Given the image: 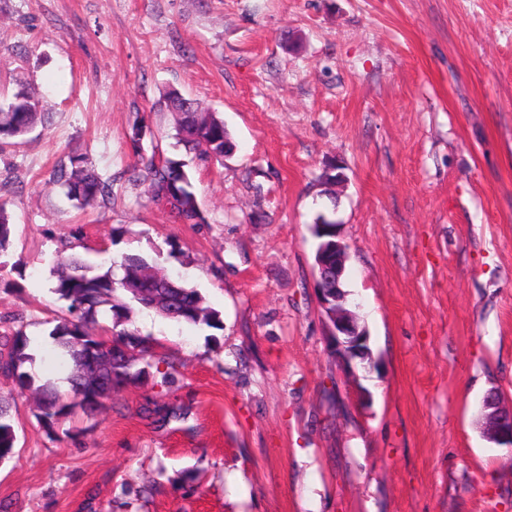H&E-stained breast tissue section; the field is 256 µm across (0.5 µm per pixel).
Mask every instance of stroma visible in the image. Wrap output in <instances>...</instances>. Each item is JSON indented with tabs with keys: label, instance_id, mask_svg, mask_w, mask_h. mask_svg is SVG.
<instances>
[{
	"label": "stroma",
	"instance_id": "1",
	"mask_svg": "<svg viewBox=\"0 0 512 512\" xmlns=\"http://www.w3.org/2000/svg\"><path fill=\"white\" fill-rule=\"evenodd\" d=\"M171 89L236 144L188 160L200 224L134 180V119L144 151L187 160ZM21 90L47 117L0 143V337H47L71 254L143 255L222 326L133 308L176 385L50 430L0 373V512H512V449L481 422L489 391L512 403V0H0V102ZM75 151L110 203L76 209L51 182ZM320 215L379 364L355 381L317 298ZM17 436L13 418L7 406L0 405V461L13 457Z\"/></svg>",
	"mask_w": 512,
	"mask_h": 512
}]
</instances>
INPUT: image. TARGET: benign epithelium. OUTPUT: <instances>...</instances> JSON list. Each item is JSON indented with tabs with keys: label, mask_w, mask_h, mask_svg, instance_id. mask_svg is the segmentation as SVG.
<instances>
[{
	"label": "benign epithelium",
	"mask_w": 512,
	"mask_h": 512,
	"mask_svg": "<svg viewBox=\"0 0 512 512\" xmlns=\"http://www.w3.org/2000/svg\"><path fill=\"white\" fill-rule=\"evenodd\" d=\"M336 241L331 248L323 249L316 261V285L319 304L326 313L332 350L347 365L357 362L365 370L378 367L368 346L365 327L359 325L357 314L351 309L348 293L329 287L345 272L348 246L335 234ZM481 414L485 419V433L489 440L512 447V405L497 397L496 392L488 393L482 401Z\"/></svg>",
	"instance_id": "benign-epithelium-1"
}]
</instances>
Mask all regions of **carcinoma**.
I'll return each mask as SVG.
<instances>
[{
  "label": "carcinoma",
  "instance_id": "obj_1",
  "mask_svg": "<svg viewBox=\"0 0 512 512\" xmlns=\"http://www.w3.org/2000/svg\"><path fill=\"white\" fill-rule=\"evenodd\" d=\"M159 106L177 113L175 137L185 151L209 161L233 151L235 144L214 113L206 112L196 102L178 91H168ZM44 120L39 101L20 91L6 104L0 103V139L22 137ZM137 178L147 185L153 197L165 192L178 202L175 218L183 224L203 222L196 195L185 163L163 158L153 151L139 154ZM53 180L66 188V195L74 206L84 208L106 203L112 196V183L101 179L88 166L82 153L69 156V164H61L53 173ZM343 182L338 167L328 166L322 175L324 192L335 197V187ZM13 228L9 215L0 206V253L12 244ZM144 257L127 254L120 263L92 266L76 256L57 259L53 275L55 293L68 302L67 315L55 319L49 332L56 351L54 361L71 367L68 380L70 395L64 396L51 384L34 386L32 376L24 371L32 360L30 338L26 325L13 328L0 350V372L12 378L19 392L31 391L38 396L36 418L51 429L60 419L79 408L88 416L94 415L110 399L112 391L141 380L146 370L153 369L161 376V384L174 383L173 363L164 356L151 353L148 339L138 330L127 326L132 305L136 304L165 317L153 306L172 312L168 319L177 322L219 328L218 314L196 289L172 276L157 281L144 276L151 268ZM108 314L115 335L106 339L97 333L98 317ZM140 350L142 358L127 357L123 348ZM17 436L13 418L5 405H0V461L13 457Z\"/></svg>",
  "mask_w": 512,
  "mask_h": 512
}]
</instances>
